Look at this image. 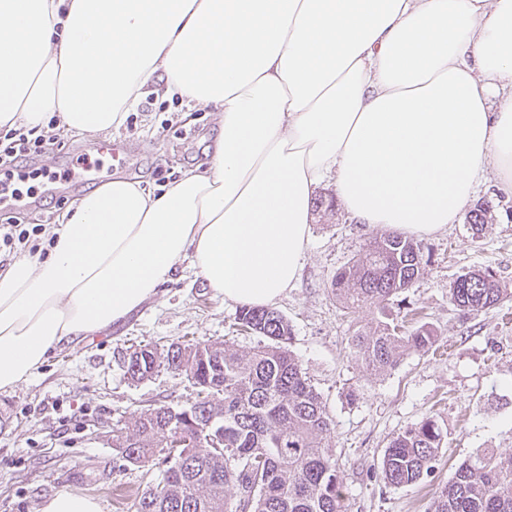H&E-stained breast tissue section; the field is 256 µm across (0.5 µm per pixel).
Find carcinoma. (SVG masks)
I'll use <instances>...</instances> for the list:
<instances>
[{
	"label": "carcinoma",
	"mask_w": 512,
	"mask_h": 512,
	"mask_svg": "<svg viewBox=\"0 0 512 512\" xmlns=\"http://www.w3.org/2000/svg\"><path fill=\"white\" fill-rule=\"evenodd\" d=\"M490 207L477 203L465 216L474 236ZM422 243L388 232L338 269L331 287L347 313L364 306L380 318L348 339L350 355L370 376L394 368L408 350L429 352L438 336L423 324L404 331L386 310L427 265ZM462 312L494 308L512 299L494 271L468 270L449 288ZM237 330L267 343L242 354L227 342H171L138 346L124 360L138 382L164 369L198 388L188 407L141 411L112 446L131 464L160 459L157 484L136 495L130 512H344L343 478L332 448L333 427L320 394L302 372L289 344L292 326L278 310L243 306ZM221 431L218 445L208 440ZM442 430L426 417L393 438L380 473L394 487L431 476L440 462ZM431 512H512V450L487 449L461 463L434 496Z\"/></svg>",
	"instance_id": "obj_1"
}]
</instances>
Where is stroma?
I'll return each instance as SVG.
<instances>
[{"mask_svg":"<svg viewBox=\"0 0 512 512\" xmlns=\"http://www.w3.org/2000/svg\"><path fill=\"white\" fill-rule=\"evenodd\" d=\"M132 117L118 130L126 138L124 163L105 161L96 181L79 185L78 193L115 172L157 192L156 169L178 178L206 168L218 135L213 107L194 106L186 117L181 109L157 112L143 101ZM474 198L488 201L493 216L481 238L461 221L422 237L429 262L405 291L404 304L391 307L397 317L417 309L419 322L435 330L440 353L409 352L378 377L350 358L349 336L377 312L366 306L345 314L331 281L382 230L355 223L342 210L313 222L301 278L275 305L292 325L290 348L334 424L346 512H430L438 483L455 466L484 448L512 449V302L464 315L448 295L458 275L481 267L492 268L512 289V196L489 180ZM237 310L188 263L178 264L157 295L124 322L99 339L55 351L26 383L0 390V512H39L41 502L60 491L93 497L101 512H126L114 490L133 493L156 484L160 468L123 460L112 446L113 429L144 409L182 408L196 396L175 373L128 379V348L227 338L235 349L251 351L259 338L235 330ZM428 416L444 433L438 472L414 486L386 485L379 476L384 448Z\"/></svg>","mask_w":512,"mask_h":512,"instance_id":"1","label":"stroma"}]
</instances>
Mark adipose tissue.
Wrapping results in <instances>:
<instances>
[{
  "label": "adipose tissue",
  "instance_id": "adipose-tissue-1",
  "mask_svg": "<svg viewBox=\"0 0 512 512\" xmlns=\"http://www.w3.org/2000/svg\"><path fill=\"white\" fill-rule=\"evenodd\" d=\"M150 94L214 105L208 169L113 176L0 270V390L190 259L225 302L299 280L318 187L412 236L512 195V0H0V128L97 133Z\"/></svg>",
  "mask_w": 512,
  "mask_h": 512
}]
</instances>
